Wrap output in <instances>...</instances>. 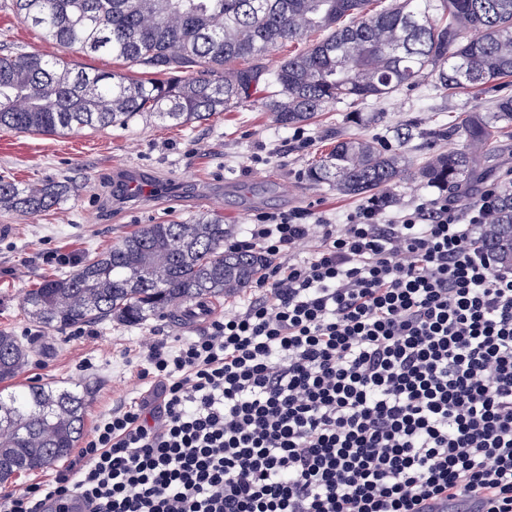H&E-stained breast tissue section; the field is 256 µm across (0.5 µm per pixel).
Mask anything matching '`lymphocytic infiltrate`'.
I'll use <instances>...</instances> for the list:
<instances>
[{
	"label": "lymphocytic infiltrate",
	"instance_id": "1",
	"mask_svg": "<svg viewBox=\"0 0 512 512\" xmlns=\"http://www.w3.org/2000/svg\"><path fill=\"white\" fill-rule=\"evenodd\" d=\"M507 193L258 215L226 242L265 256L257 297L153 343L149 391L8 512H512V267L483 247Z\"/></svg>",
	"mask_w": 512,
	"mask_h": 512
}]
</instances>
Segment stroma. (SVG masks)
Returning a JSON list of instances; mask_svg holds the SVG:
<instances>
[{
	"label": "stroma",
	"instance_id": "stroma-1",
	"mask_svg": "<svg viewBox=\"0 0 512 512\" xmlns=\"http://www.w3.org/2000/svg\"><path fill=\"white\" fill-rule=\"evenodd\" d=\"M0 35L14 53H59L39 29L15 16L7 0H0ZM502 95H512L511 83L447 95L427 77L380 102L336 104L300 129L275 124L259 89L231 111L187 126L136 117L123 126L64 135L0 130L1 176L20 185L68 179L79 187L77 196L44 216L20 223L0 213V225L13 227L10 237L0 238V329L22 336L30 350L21 383L87 390L91 428L103 413L148 390L138 366L155 340L184 341L206 328L202 321L182 325L167 313L134 326L90 324L81 334L47 331L21 309L25 292L45 278L73 270L140 225L205 212H223L237 232L259 214L288 210L345 223L361 198L339 195L306 176L337 136L380 140L419 165L433 154L463 148L457 122L473 109L490 110ZM299 132L309 145L297 150Z\"/></svg>",
	"mask_w": 512,
	"mask_h": 512
}]
</instances>
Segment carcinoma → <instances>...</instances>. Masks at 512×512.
I'll return each instance as SVG.
<instances>
[{"label":"carcinoma","mask_w":512,"mask_h":512,"mask_svg":"<svg viewBox=\"0 0 512 512\" xmlns=\"http://www.w3.org/2000/svg\"><path fill=\"white\" fill-rule=\"evenodd\" d=\"M10 0L18 18L64 52L112 55L143 79L76 70L63 57L0 53V129L59 135L123 125L140 116L201 123L264 84L284 128L340 102L381 101L424 75L450 93L512 78V0ZM291 44L274 71L260 57ZM512 128V96L471 111L458 127L469 148L415 168L400 151L349 136L308 169L343 196L382 197L406 176L430 186L472 187ZM76 193L65 181L19 185L0 178V213L45 214ZM221 213L144 224L75 270L29 289L21 308L49 331L104 322L141 324L252 283L259 253L232 252ZM512 266V195L488 235ZM21 337L0 330V482L68 458L85 430L87 394L69 386H19L29 362Z\"/></svg>","instance_id":"1"}]
</instances>
